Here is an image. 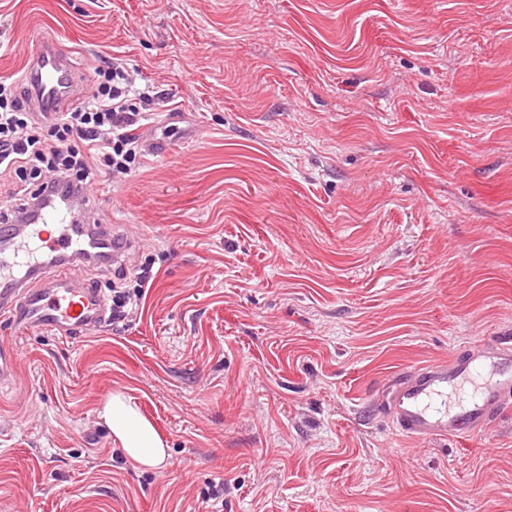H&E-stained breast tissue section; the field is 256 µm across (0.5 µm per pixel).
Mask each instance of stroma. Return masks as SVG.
I'll return each mask as SVG.
<instances>
[{
	"label": "stroma",
	"instance_id": "35a3bbf8",
	"mask_svg": "<svg viewBox=\"0 0 512 512\" xmlns=\"http://www.w3.org/2000/svg\"><path fill=\"white\" fill-rule=\"evenodd\" d=\"M54 38L157 97L110 193L155 280L20 340L0 512H512V413L403 438L389 378L512 336V0H0V79ZM123 389L171 457L98 416ZM136 271L135 285L132 288H112V323L122 322L131 313L138 311L142 300L153 286L155 276L152 265L142 263ZM99 416L110 431L112 444L126 460L146 471L165 464L169 457L166 442L123 390H112Z\"/></svg>",
	"mask_w": 512,
	"mask_h": 512
}]
</instances>
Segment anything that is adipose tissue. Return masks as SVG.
I'll return each instance as SVG.
<instances>
[{
	"label": "adipose tissue",
	"instance_id": "ef3b65f1",
	"mask_svg": "<svg viewBox=\"0 0 512 512\" xmlns=\"http://www.w3.org/2000/svg\"><path fill=\"white\" fill-rule=\"evenodd\" d=\"M99 416L110 431L114 447L126 460L146 471L165 464L169 456L165 441L123 390L112 391L101 405Z\"/></svg>",
	"mask_w": 512,
	"mask_h": 512
}]
</instances>
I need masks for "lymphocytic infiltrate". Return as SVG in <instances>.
Returning <instances> with one entry per match:
<instances>
[{"label":"lymphocytic infiltrate","instance_id":"1","mask_svg":"<svg viewBox=\"0 0 512 512\" xmlns=\"http://www.w3.org/2000/svg\"><path fill=\"white\" fill-rule=\"evenodd\" d=\"M149 86L132 81L120 60L104 62L79 106L60 113L50 125L34 120L17 82H0V182H37L58 197L87 190L96 171L129 174L142 155L131 131L144 120L138 103L152 101ZM155 276L140 264L130 288L112 291V319L124 321L138 311Z\"/></svg>","mask_w":512,"mask_h":512}]
</instances>
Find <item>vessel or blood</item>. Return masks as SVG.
Segmentation results:
<instances>
[{"label":"vessel or blood","instance_id":"1","mask_svg":"<svg viewBox=\"0 0 512 512\" xmlns=\"http://www.w3.org/2000/svg\"><path fill=\"white\" fill-rule=\"evenodd\" d=\"M19 75L43 109L66 110L84 94L67 52L51 39L24 60ZM98 210L81 192L47 200L30 216L16 211L0 225V319L18 338L80 336L109 321L108 296L78 270L123 262L132 243L119 226L97 223ZM18 358L15 342L0 341L1 386L14 382ZM511 403L512 345L500 342L481 358L398 372L381 410L402 435L436 439L481 430Z\"/></svg>","mask_w":512,"mask_h":512}]
</instances>
